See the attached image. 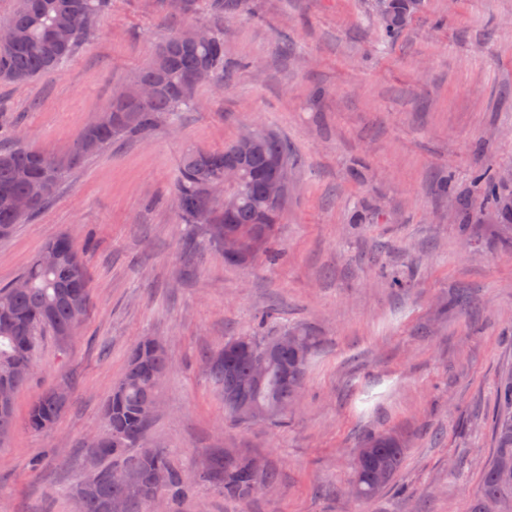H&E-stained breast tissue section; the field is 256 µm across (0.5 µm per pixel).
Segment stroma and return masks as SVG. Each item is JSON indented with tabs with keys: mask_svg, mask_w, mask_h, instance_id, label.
<instances>
[{
	"mask_svg": "<svg viewBox=\"0 0 512 512\" xmlns=\"http://www.w3.org/2000/svg\"><path fill=\"white\" fill-rule=\"evenodd\" d=\"M202 25L224 37L223 86L203 84L196 108L84 160L0 239L4 286L49 239L71 235L92 298L67 347L39 339L0 445V512H78L84 443L103 433L104 403L146 336L171 358L148 443L194 474L216 448L279 473L247 503L197 480L180 512H469L494 453L497 384L512 369V248L495 215L464 236L455 212L479 194L475 169L512 172V0H422L391 42L372 0H112L58 69L0 83V144L68 153L169 35ZM254 124L299 166L280 260L230 266L205 238H186L173 187L186 148L223 147ZM447 168L456 191L444 196ZM364 206L377 218L352 224ZM391 270L407 288L392 287ZM266 309L324 343L282 421L234 422L203 355ZM65 379L68 407L51 429H31V404ZM377 431L398 435L405 459L361 502L348 492L352 461Z\"/></svg>",
	"mask_w": 512,
	"mask_h": 512,
	"instance_id": "stroma-1",
	"label": "stroma"
}]
</instances>
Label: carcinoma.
<instances>
[{"mask_svg": "<svg viewBox=\"0 0 512 512\" xmlns=\"http://www.w3.org/2000/svg\"><path fill=\"white\" fill-rule=\"evenodd\" d=\"M109 2L19 0L6 24L12 32L13 43L0 45V81L24 84L55 70L72 56L94 20L107 10ZM375 7L380 35L390 41L402 32L410 14L416 11V2L377 0ZM63 31L69 33V38L59 43L56 36ZM206 32L208 39L191 47L179 43L174 34L167 37L134 82L125 87V97L108 107L112 112V126L104 127L94 121L79 134L70 153L53 156L20 143L0 148V237L11 234L20 223V217L5 204L7 198L27 196L34 183L51 180L52 190L29 213L32 218L54 198L66 174L85 158L97 154L116 139L147 135L156 129L161 119L195 106L198 87L224 69V39L211 27L206 28ZM147 86L154 88V94L148 99L141 96V90ZM278 159L295 166L287 144L269 129L262 132L257 148L251 151L241 148L237 139L218 149H187L179 160L174 186L180 223L194 235L203 233L219 250L224 225L260 227L263 233L249 241L253 257L277 260L280 256L276 246L277 225L268 223L270 209L264 194V177L269 163ZM226 164L240 168L241 178L235 185L224 184ZM473 181L479 187L481 201L475 206L463 204L457 213L458 224L467 228L481 208L490 207L512 231V180L496 177L482 168L473 173ZM226 197L236 200L227 222L224 221ZM205 205L212 210L213 222L200 224L196 215ZM44 249L58 252V266L46 268L34 259L21 273L25 287L15 288L11 284L0 287V382L15 380L17 391L31 379L28 371L37 336L49 330L57 338L59 331L70 323L75 302L70 294L71 285L79 289L82 316H87L90 307L86 269L73 238L60 234L50 239ZM269 318V312L262 313L252 333L227 339L224 348L241 343L259 353L283 330L294 336L303 360L298 363L297 374L285 378L281 366L285 362L293 363L295 354H283L268 364L261 382L249 386L246 401L260 417L238 413L233 406L224 404L225 415L238 422L276 420L287 414L288 405L303 388L312 357L321 343L320 337L302 324L283 326L279 331L267 333L265 327ZM169 366L168 352L159 343L151 348L141 339L129 351L123 376L104 407V443L92 452L102 460L120 462L122 468L134 467L140 492H130L126 483L116 479L110 483L100 482L92 494L76 496L79 512H103L104 501L110 497L124 501L126 512H151L154 494L174 506L190 488L191 476L168 452L144 443L152 418L146 416L141 407L148 397L160 395L154 389L152 375L167 373ZM251 367L247 355L227 353L225 361L209 364V375L219 386L227 383L231 375L247 382ZM497 396L495 451L471 499L470 512H480L483 500L488 497L501 500L505 509L512 512V470L502 471L504 464L512 465V375L500 383ZM64 408L56 397V388L49 387L31 406L28 424L38 431L49 429ZM404 451L403 442L392 433L365 436L358 452L368 454V469L376 478L367 475L358 481L351 477V481L359 485L356 499L377 498L400 470ZM156 467L167 473V482L159 490L149 484L150 473ZM200 478L220 489L224 497L247 502L263 488L276 485L278 473L267 465L253 469L247 455L226 459L224 453L218 451L204 460Z\"/></svg>", "mask_w": 512, "mask_h": 512, "instance_id": "cac0c4a2", "label": "carcinoma"}]
</instances>
